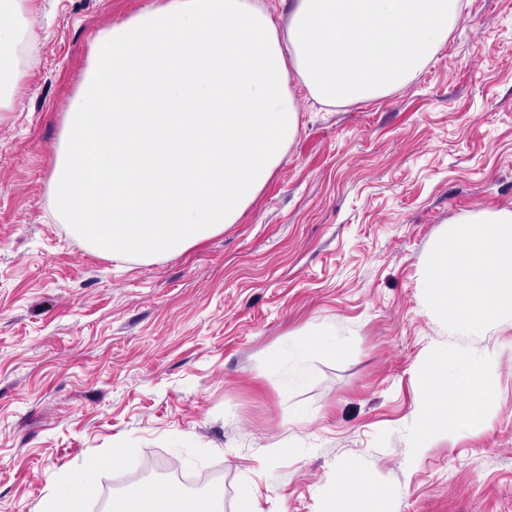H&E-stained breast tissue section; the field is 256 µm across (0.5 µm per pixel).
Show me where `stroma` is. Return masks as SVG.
I'll use <instances>...</instances> for the list:
<instances>
[{
  "label": "stroma",
  "mask_w": 512,
  "mask_h": 512,
  "mask_svg": "<svg viewBox=\"0 0 512 512\" xmlns=\"http://www.w3.org/2000/svg\"><path fill=\"white\" fill-rule=\"evenodd\" d=\"M147 0H40L0 116V512L91 475L105 494L174 472L224 512H324L351 470L388 512H512V323L454 330L420 279L450 219L512 208V0H471L433 61L375 102L296 98L299 132L238 223L182 253L115 260L52 217L64 118L102 32ZM324 332L340 357L296 362ZM489 362L483 422L415 453L431 351ZM127 449L121 467L106 457Z\"/></svg>",
  "instance_id": "1"
}]
</instances>
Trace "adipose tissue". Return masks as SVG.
<instances>
[{"label":"adipose tissue","mask_w":512,"mask_h":512,"mask_svg":"<svg viewBox=\"0 0 512 512\" xmlns=\"http://www.w3.org/2000/svg\"><path fill=\"white\" fill-rule=\"evenodd\" d=\"M467 0H151L93 48L51 178L62 223L108 256L154 259L236 223L295 140L296 92L327 106L407 86L463 19ZM421 285L433 312L476 333L512 321V209L450 220ZM417 445L479 423L482 365L422 363ZM373 479L346 476L328 512H385ZM109 512H224L217 492L146 482Z\"/></svg>","instance_id":"ef3b65f1"}]
</instances>
